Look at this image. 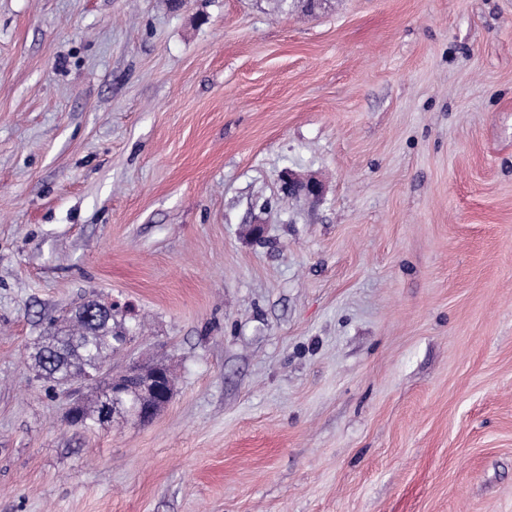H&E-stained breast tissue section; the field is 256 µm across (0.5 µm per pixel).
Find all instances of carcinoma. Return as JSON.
<instances>
[{
    "instance_id": "1",
    "label": "carcinoma",
    "mask_w": 512,
    "mask_h": 512,
    "mask_svg": "<svg viewBox=\"0 0 512 512\" xmlns=\"http://www.w3.org/2000/svg\"><path fill=\"white\" fill-rule=\"evenodd\" d=\"M120 333L112 323L111 307L90 301L73 309L48 341L37 348L33 355L35 365L55 383L94 374L109 359ZM110 405L112 400L100 394L92 410H82L85 425L96 426L103 417L112 422Z\"/></svg>"
}]
</instances>
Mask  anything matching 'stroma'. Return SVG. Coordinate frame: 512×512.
Returning <instances> with one entry per match:
<instances>
[{
	"mask_svg": "<svg viewBox=\"0 0 512 512\" xmlns=\"http://www.w3.org/2000/svg\"><path fill=\"white\" fill-rule=\"evenodd\" d=\"M0 512H512V0H0ZM96 309L90 313L91 309ZM112 307L98 301L73 309L64 323L50 334L48 341L33 355L36 367L55 383L65 378V393L73 395L76 389L96 386L104 373L101 364L109 359L122 330L112 323ZM86 376V377H84ZM138 380L141 391L140 400L134 399L129 412L140 420H149L170 402L174 386L170 371L159 368L157 365L144 367H133L122 373L111 375L108 386L112 389V399H107L105 393H101L90 412H87L84 405L82 410L85 418V426H98V420L102 418L105 409L106 422H112L113 410L118 408L122 397L126 393V385L129 380Z\"/></svg>",
	"mask_w": 512,
	"mask_h": 512,
	"instance_id": "obj_1",
	"label": "stroma"
}]
</instances>
